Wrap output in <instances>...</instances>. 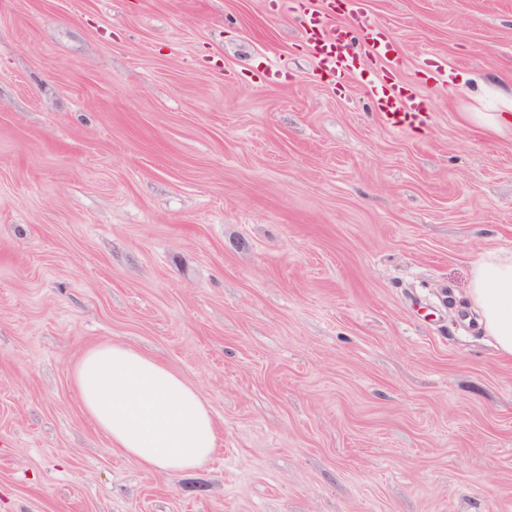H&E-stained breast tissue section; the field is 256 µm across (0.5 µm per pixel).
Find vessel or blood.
I'll use <instances>...</instances> for the list:
<instances>
[{
	"instance_id": "vessel-or-blood-1",
	"label": "vessel or blood",
	"mask_w": 512,
	"mask_h": 512,
	"mask_svg": "<svg viewBox=\"0 0 512 512\" xmlns=\"http://www.w3.org/2000/svg\"><path fill=\"white\" fill-rule=\"evenodd\" d=\"M303 20L320 66L332 71L338 83L347 82L356 68L352 53L354 34H361L364 51L372 59L387 65L396 61L394 45L366 15H358L351 28H322L318 15L311 12L305 13ZM378 104L387 124L395 129L400 128L418 108L414 98L399 95L396 90L386 87L381 90Z\"/></svg>"
}]
</instances>
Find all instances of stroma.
Returning <instances> with one entry per match:
<instances>
[{
    "instance_id": "stroma-1",
    "label": "stroma",
    "mask_w": 512,
    "mask_h": 512,
    "mask_svg": "<svg viewBox=\"0 0 512 512\" xmlns=\"http://www.w3.org/2000/svg\"><path fill=\"white\" fill-rule=\"evenodd\" d=\"M337 85L296 0H0V512H512V0H361ZM423 99L416 128L374 92ZM124 343L207 399L144 470L72 373ZM302 18L314 44L319 65L332 71L340 84L347 82L357 68L356 58L352 54L354 31L361 34V46L372 59L387 65H393L396 61L394 45L363 12L359 13L355 25L344 28H321L319 16L311 12L303 13ZM469 301L499 355L512 359V255L487 254L473 266Z\"/></svg>"
}]
</instances>
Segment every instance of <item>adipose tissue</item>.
Here are the masks:
<instances>
[{"instance_id": "obj_1", "label": "adipose tissue", "mask_w": 512, "mask_h": 512, "mask_svg": "<svg viewBox=\"0 0 512 512\" xmlns=\"http://www.w3.org/2000/svg\"><path fill=\"white\" fill-rule=\"evenodd\" d=\"M468 297L484 334L512 359V255L481 256ZM73 380L86 414L143 468L182 473L211 456L216 424L206 400L160 361L122 344L92 347Z\"/></svg>"}]
</instances>
